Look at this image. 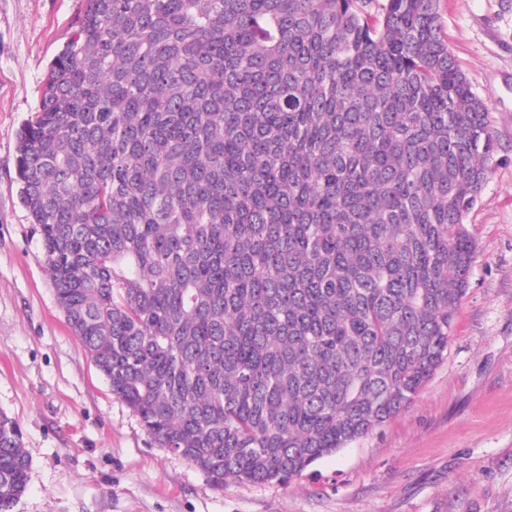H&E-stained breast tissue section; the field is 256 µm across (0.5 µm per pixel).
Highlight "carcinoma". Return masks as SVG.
Here are the masks:
<instances>
[{"mask_svg": "<svg viewBox=\"0 0 512 512\" xmlns=\"http://www.w3.org/2000/svg\"><path fill=\"white\" fill-rule=\"evenodd\" d=\"M440 0H84L20 130L66 321L159 447L285 483L448 351L489 105ZM0 414V512L25 493Z\"/></svg>", "mask_w": 512, "mask_h": 512, "instance_id": "cac0c4a2", "label": "carcinoma"}]
</instances>
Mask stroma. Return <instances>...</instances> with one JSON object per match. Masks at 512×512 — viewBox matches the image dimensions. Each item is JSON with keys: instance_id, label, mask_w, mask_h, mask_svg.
Listing matches in <instances>:
<instances>
[{"instance_id": "obj_1", "label": "stroma", "mask_w": 512, "mask_h": 512, "mask_svg": "<svg viewBox=\"0 0 512 512\" xmlns=\"http://www.w3.org/2000/svg\"><path fill=\"white\" fill-rule=\"evenodd\" d=\"M82 7L0 0V414L19 424L30 461L10 512H512V0H440L495 140L465 218L477 253L446 357L407 408L302 477L220 488L112 395L20 200L18 134Z\"/></svg>"}]
</instances>
